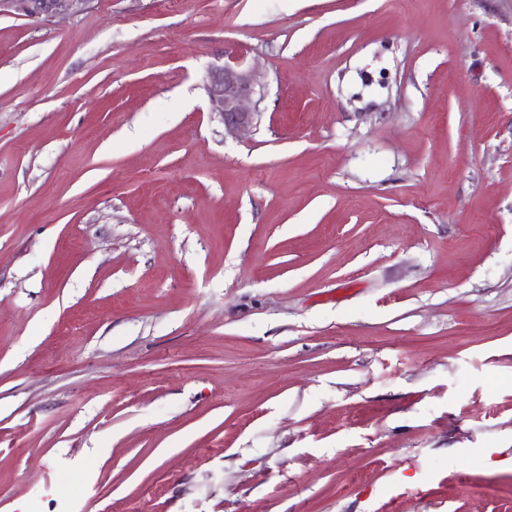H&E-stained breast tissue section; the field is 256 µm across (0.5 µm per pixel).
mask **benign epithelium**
Returning <instances> with one entry per match:
<instances>
[{
  "label": "benign epithelium",
  "instance_id": "obj_1",
  "mask_svg": "<svg viewBox=\"0 0 512 512\" xmlns=\"http://www.w3.org/2000/svg\"><path fill=\"white\" fill-rule=\"evenodd\" d=\"M92 3L93 0H0V17L49 22L83 13ZM257 86V72L235 57L207 72L204 87L211 112L220 117L225 130L236 133L253 125L256 112L251 104Z\"/></svg>",
  "mask_w": 512,
  "mask_h": 512
}]
</instances>
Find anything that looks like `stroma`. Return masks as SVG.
Instances as JSON below:
<instances>
[{
	"label": "stroma",
	"instance_id": "stroma-1",
	"mask_svg": "<svg viewBox=\"0 0 512 512\" xmlns=\"http://www.w3.org/2000/svg\"><path fill=\"white\" fill-rule=\"evenodd\" d=\"M0 512H512V0L0 18ZM257 86H260L257 72L235 57L207 72L204 87L211 112L220 117L225 130L236 133L253 125L258 112L251 104Z\"/></svg>",
	"mask_w": 512,
	"mask_h": 512
}]
</instances>
